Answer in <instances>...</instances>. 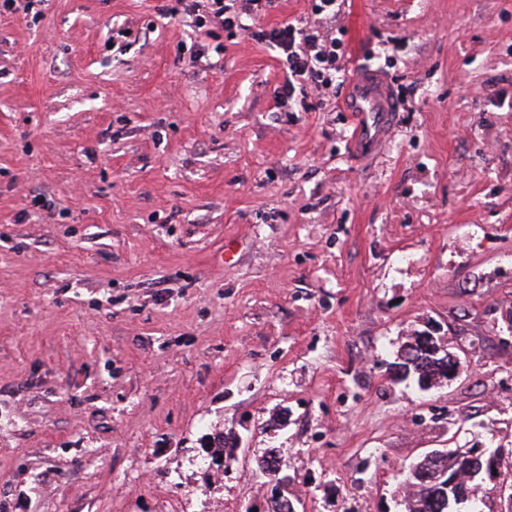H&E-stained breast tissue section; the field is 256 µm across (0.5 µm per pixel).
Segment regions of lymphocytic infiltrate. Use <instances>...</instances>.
Here are the masks:
<instances>
[{"label":"lymphocytic infiltrate","mask_w":512,"mask_h":512,"mask_svg":"<svg viewBox=\"0 0 512 512\" xmlns=\"http://www.w3.org/2000/svg\"><path fill=\"white\" fill-rule=\"evenodd\" d=\"M273 0H180L181 11L191 27L201 33L210 29L253 30L262 5ZM313 21L285 22L268 30L256 31L282 62L286 79L284 98H293L297 90L312 88L319 97L336 92V59L341 38L321 30L320 19L336 16V0H312Z\"/></svg>","instance_id":"1"}]
</instances>
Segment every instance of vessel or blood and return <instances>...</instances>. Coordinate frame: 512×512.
<instances>
[{"mask_svg":"<svg viewBox=\"0 0 512 512\" xmlns=\"http://www.w3.org/2000/svg\"><path fill=\"white\" fill-rule=\"evenodd\" d=\"M356 120L354 144L358 151L371 153L394 123L398 105L387 77L379 70L359 66L348 82L341 102Z\"/></svg>","mask_w":512,"mask_h":512,"instance_id":"obj_1","label":"vessel or blood"}]
</instances>
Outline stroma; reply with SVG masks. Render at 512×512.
Listing matches in <instances>:
<instances>
[{
	"label": "stroma",
	"mask_w": 512,
	"mask_h": 512,
	"mask_svg": "<svg viewBox=\"0 0 512 512\" xmlns=\"http://www.w3.org/2000/svg\"><path fill=\"white\" fill-rule=\"evenodd\" d=\"M175 4L0 13V512H404L428 452L512 465V0H337L399 107L370 155ZM430 327L459 376L392 382Z\"/></svg>",
	"instance_id": "35a3bbf8"
}]
</instances>
